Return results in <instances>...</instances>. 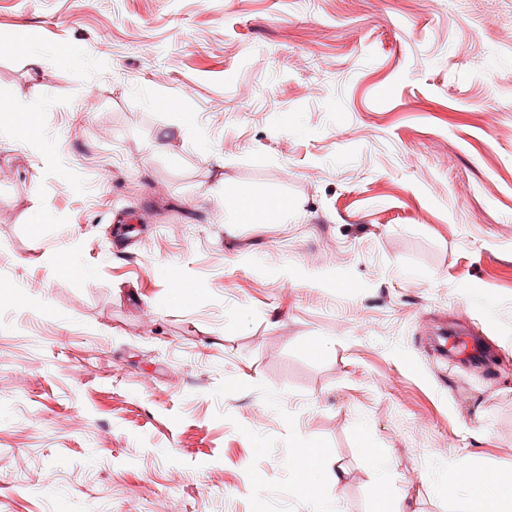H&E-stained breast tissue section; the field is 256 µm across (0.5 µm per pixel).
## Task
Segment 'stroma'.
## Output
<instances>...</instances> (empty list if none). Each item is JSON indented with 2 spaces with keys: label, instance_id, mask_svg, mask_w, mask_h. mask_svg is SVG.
<instances>
[{
  "label": "stroma",
  "instance_id": "1",
  "mask_svg": "<svg viewBox=\"0 0 512 512\" xmlns=\"http://www.w3.org/2000/svg\"><path fill=\"white\" fill-rule=\"evenodd\" d=\"M0 41V512L512 484V0H0ZM255 211H266L278 221L283 219V212L272 207L269 201L255 200L249 205H241L239 201L224 205V221L228 224L243 223Z\"/></svg>",
  "mask_w": 512,
  "mask_h": 512
}]
</instances>
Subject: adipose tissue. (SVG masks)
I'll return each instance as SVG.
<instances>
[{"mask_svg":"<svg viewBox=\"0 0 512 512\" xmlns=\"http://www.w3.org/2000/svg\"><path fill=\"white\" fill-rule=\"evenodd\" d=\"M453 470L463 497L459 512H512V494H503L497 476L463 462L454 463Z\"/></svg>","mask_w":512,"mask_h":512,"instance_id":"obj_1","label":"adipose tissue"}]
</instances>
